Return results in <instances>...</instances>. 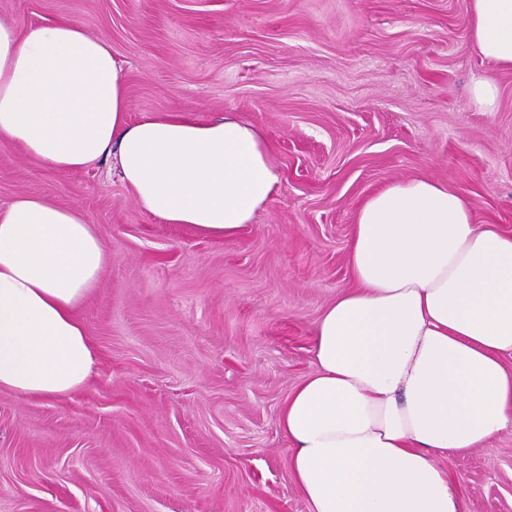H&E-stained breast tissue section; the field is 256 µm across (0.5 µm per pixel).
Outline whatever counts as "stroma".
I'll use <instances>...</instances> for the list:
<instances>
[{"mask_svg": "<svg viewBox=\"0 0 512 512\" xmlns=\"http://www.w3.org/2000/svg\"><path fill=\"white\" fill-rule=\"evenodd\" d=\"M106 40L137 121L233 112L275 146L280 193L229 240L144 213L112 161L71 174L0 141V206L83 210L109 261L78 315L90 383L0 392V512H308L280 428L314 330L352 286L358 206L426 175L512 233V70L483 61L469 0H0L20 28ZM497 84L476 111L473 76ZM438 463L463 512H512V432Z\"/></svg>", "mask_w": 512, "mask_h": 512, "instance_id": "stroma-1", "label": "stroma"}]
</instances>
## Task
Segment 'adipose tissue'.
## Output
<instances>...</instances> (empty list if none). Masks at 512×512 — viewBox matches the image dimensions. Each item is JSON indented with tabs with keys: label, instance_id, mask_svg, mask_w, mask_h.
Instances as JSON below:
<instances>
[{
	"label": "adipose tissue",
	"instance_id": "ef3b65f1",
	"mask_svg": "<svg viewBox=\"0 0 512 512\" xmlns=\"http://www.w3.org/2000/svg\"><path fill=\"white\" fill-rule=\"evenodd\" d=\"M480 55L512 68V0H471ZM125 73L70 20L0 22V140L40 168L115 157L140 208L164 224L232 239L279 193L274 145L227 112L128 119ZM107 255L75 206L25 195L0 206V391L52 399L95 363L76 311ZM354 282L322 311L314 373L281 426L309 512H462L435 459L512 431V233L479 223L434 178L383 187L356 211Z\"/></svg>",
	"mask_w": 512,
	"mask_h": 512
}]
</instances>
